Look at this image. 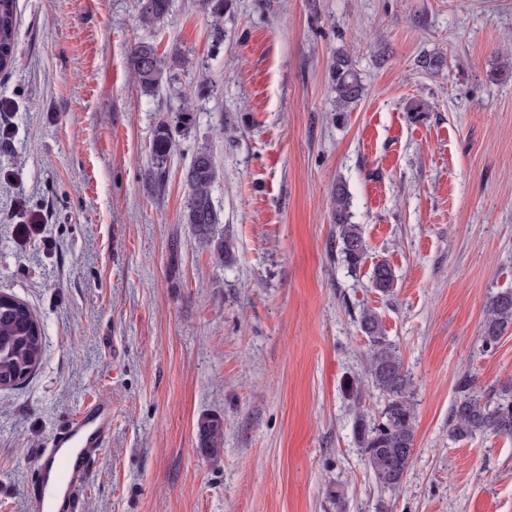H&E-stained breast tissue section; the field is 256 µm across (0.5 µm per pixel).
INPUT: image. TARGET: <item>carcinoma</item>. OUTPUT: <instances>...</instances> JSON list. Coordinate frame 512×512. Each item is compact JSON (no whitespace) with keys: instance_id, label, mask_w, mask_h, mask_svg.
<instances>
[{"instance_id":"cac0c4a2","label":"carcinoma","mask_w":512,"mask_h":512,"mask_svg":"<svg viewBox=\"0 0 512 512\" xmlns=\"http://www.w3.org/2000/svg\"><path fill=\"white\" fill-rule=\"evenodd\" d=\"M170 0H140L139 23L150 28L169 13ZM16 0H0V70L9 67L17 44ZM130 60L141 93L156 92L165 76V60L156 46L147 41L134 44ZM336 111L346 112L364 95V85L350 61L336 58L331 72ZM173 148L172 128L163 122L156 129L151 165L145 171L149 181L162 180ZM217 170L212 152L198 149L186 174L190 192L184 215L185 223L200 245L211 249L216 263L232 252V245L215 235L219 217L212 199ZM336 220V253L351 270L363 263L367 247L358 224L349 223L351 194L346 185L338 184L333 192ZM370 281L380 294L393 293L395 275L392 267L377 262ZM359 327L369 346L364 374L383 398L377 415L363 410V391L355 389L354 439L362 449L367 466L377 486L398 488L406 475L415 452L416 401L411 375L405 369L397 347L387 339L379 315L370 308L360 312ZM512 327V289L491 298L486 309L482 343L495 346ZM44 352V329L28 305L12 294L0 295V381L11 389L23 383L38 368ZM474 381L463 377L457 384L449 429L457 440H467L478 433L512 438V385L503 387L494 399L487 400L473 388ZM204 444L218 447L224 440L223 423L210 420L203 426Z\"/></svg>"}]
</instances>
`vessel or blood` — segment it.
I'll return each instance as SVG.
<instances>
[{
	"label": "vessel or blood",
	"instance_id": "obj_1",
	"mask_svg": "<svg viewBox=\"0 0 512 512\" xmlns=\"http://www.w3.org/2000/svg\"><path fill=\"white\" fill-rule=\"evenodd\" d=\"M112 432V408L94 401L70 417L39 455L37 478L27 490L35 512H78L96 458Z\"/></svg>",
	"mask_w": 512,
	"mask_h": 512
}]
</instances>
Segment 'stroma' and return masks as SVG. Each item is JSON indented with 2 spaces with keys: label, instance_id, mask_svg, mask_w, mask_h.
<instances>
[{
  "label": "stroma",
  "instance_id": "1",
  "mask_svg": "<svg viewBox=\"0 0 512 512\" xmlns=\"http://www.w3.org/2000/svg\"><path fill=\"white\" fill-rule=\"evenodd\" d=\"M17 0L0 73V291L44 327V355L0 390V512H33L38 453L87 402L112 437L81 512H512V439L457 441L459 378L512 382V329L483 347L512 289V0ZM140 41L169 66L141 94ZM365 86L336 114L331 68ZM438 59L426 69L419 56ZM174 132L162 182L155 129ZM218 171L217 265L183 221L201 147ZM352 194L367 255L336 258L332 190ZM388 262L394 292L369 281ZM415 386V452L377 487L353 436L363 308ZM224 422V444L199 426ZM140 5L139 23L150 28L169 13L170 0H140ZM509 327H512V289L491 298L483 322L481 338L484 347L495 346Z\"/></svg>",
  "mask_w": 512,
  "mask_h": 512
}]
</instances>
